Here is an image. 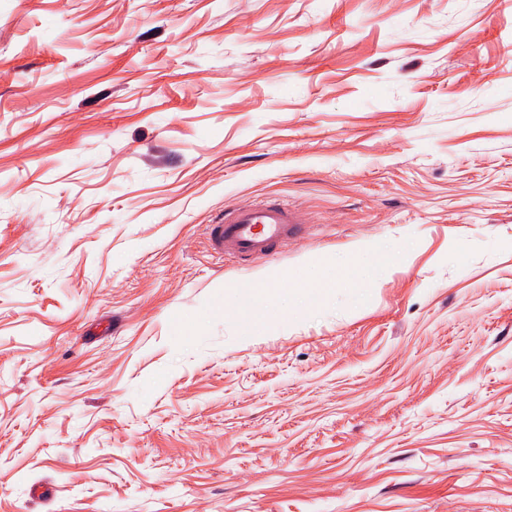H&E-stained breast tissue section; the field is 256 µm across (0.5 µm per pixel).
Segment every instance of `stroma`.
Segmentation results:
<instances>
[{"label": "stroma", "instance_id": "35a3bbf8", "mask_svg": "<svg viewBox=\"0 0 512 512\" xmlns=\"http://www.w3.org/2000/svg\"><path fill=\"white\" fill-rule=\"evenodd\" d=\"M0 512H512V0H0ZM303 224L288 204L264 201L224 208L207 229L215 254L265 262L274 259L277 246L302 231ZM339 285L340 279L336 276L335 272L333 276L325 278H300L295 282L294 291L297 294H301L308 301L317 302L332 295Z\"/></svg>", "mask_w": 512, "mask_h": 512}]
</instances>
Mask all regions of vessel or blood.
<instances>
[{
	"label": "vessel or blood",
	"mask_w": 512,
	"mask_h": 512,
	"mask_svg": "<svg viewBox=\"0 0 512 512\" xmlns=\"http://www.w3.org/2000/svg\"><path fill=\"white\" fill-rule=\"evenodd\" d=\"M301 217L278 201L242 203L226 209L208 226L215 254L265 262L277 255V247L302 229Z\"/></svg>",
	"instance_id": "b4317fda"
}]
</instances>
